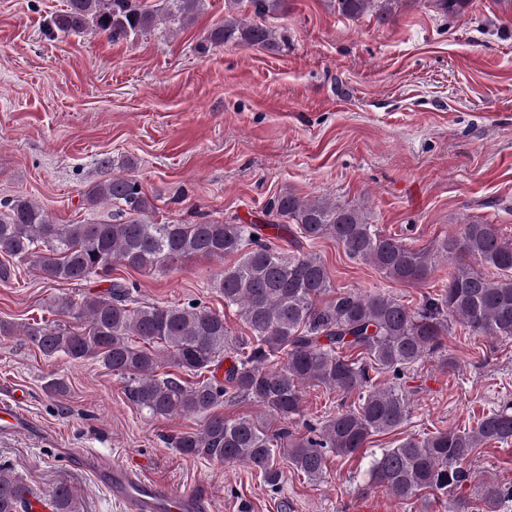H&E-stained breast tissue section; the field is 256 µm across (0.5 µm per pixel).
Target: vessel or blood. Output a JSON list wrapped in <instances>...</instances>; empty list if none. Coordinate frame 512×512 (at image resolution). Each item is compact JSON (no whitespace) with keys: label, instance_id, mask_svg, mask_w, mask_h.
Returning a JSON list of instances; mask_svg holds the SVG:
<instances>
[{"label":"vessel or blood","instance_id":"vessel-or-blood-1","mask_svg":"<svg viewBox=\"0 0 512 512\" xmlns=\"http://www.w3.org/2000/svg\"><path fill=\"white\" fill-rule=\"evenodd\" d=\"M108 471L113 494L128 504L130 512H207L205 497L174 491L136 468L112 465Z\"/></svg>","mask_w":512,"mask_h":512}]
</instances>
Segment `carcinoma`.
Wrapping results in <instances>:
<instances>
[{
    "mask_svg": "<svg viewBox=\"0 0 512 512\" xmlns=\"http://www.w3.org/2000/svg\"><path fill=\"white\" fill-rule=\"evenodd\" d=\"M395 0H336L344 17L372 15L385 24ZM202 0H162L157 9L139 0H67L53 20L65 34L89 30L114 41L147 35L164 24L189 23ZM288 0H225L224 22L207 36L209 46L272 49L276 31L250 23L281 15ZM90 208L112 206L109 221L56 224L26 198L0 202V256L29 265L48 278L82 283L120 265L148 271L191 257L224 260L239 256L217 276L224 303L237 308L248 336H231L224 315L195 300L178 306L139 302L134 282H113L105 292L54 302L60 319L15 325L0 321V336H24L45 358L94 361L125 383L127 399L151 417L196 414L201 429L168 436L184 455L218 464L242 462L273 493L284 480L280 455L310 482L324 478L329 455L353 458L374 435L390 433L410 417L401 380L438 350L456 321L472 333L512 340V240L483 222L462 225L431 249H415L380 233L359 209L286 191L270 209L293 225L296 241L332 239L354 260L389 279L423 283L441 263L448 283L411 309L386 294H363L334 286L315 254L287 255L267 230L282 224H158L155 206L141 185L117 175L89 188ZM499 271L495 280L471 261ZM234 354L224 378L217 377L224 353ZM177 372H160L164 362ZM392 376L380 386L373 374ZM193 376L195 381L184 380ZM322 386L338 395H358V405L318 424L291 426L302 415L306 388ZM248 399L265 417L227 419L215 412L225 402ZM512 442V401L489 409L467 430H438L410 436L370 461L369 489L408 501L421 492L447 494L471 480L470 460L487 443ZM483 512H500L512 500V485L488 481ZM77 512L78 493L59 485L41 494L11 467L0 465V512Z\"/></svg>",
    "mask_w": 512,
    "mask_h": 512,
    "instance_id": "cac0c4a2",
    "label": "carcinoma"
}]
</instances>
